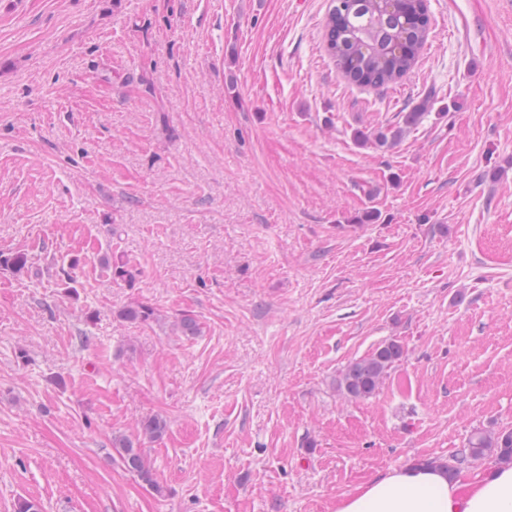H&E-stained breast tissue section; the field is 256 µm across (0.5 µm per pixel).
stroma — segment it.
I'll list each match as a JSON object with an SVG mask.
<instances>
[{
  "mask_svg": "<svg viewBox=\"0 0 512 512\" xmlns=\"http://www.w3.org/2000/svg\"><path fill=\"white\" fill-rule=\"evenodd\" d=\"M330 4L0 0V251L29 256L0 271V512H336L512 431V0H428L377 90L326 53ZM403 354V347L398 341L381 343L367 356L351 362L341 371L336 379V390L350 400L371 397ZM117 444L119 460L124 469L137 476L143 483L157 488L158 484L154 479L153 469L139 442L123 438L119 439Z\"/></svg>",
  "mask_w": 512,
  "mask_h": 512,
  "instance_id": "1",
  "label": "stroma"
}]
</instances>
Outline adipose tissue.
Wrapping results in <instances>:
<instances>
[{
    "mask_svg": "<svg viewBox=\"0 0 512 512\" xmlns=\"http://www.w3.org/2000/svg\"><path fill=\"white\" fill-rule=\"evenodd\" d=\"M336 512H512V464L455 481L441 467L407 464L356 487Z\"/></svg>",
    "mask_w": 512,
    "mask_h": 512,
    "instance_id": "obj_1",
    "label": "adipose tissue"
}]
</instances>
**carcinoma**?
Here are the masks:
<instances>
[{
	"label": "carcinoma",
	"instance_id": "1",
	"mask_svg": "<svg viewBox=\"0 0 512 512\" xmlns=\"http://www.w3.org/2000/svg\"><path fill=\"white\" fill-rule=\"evenodd\" d=\"M427 36L423 0H334L326 21L325 49L336 62L342 76L351 84L380 89L401 79L417 63ZM102 265L116 280L133 277L129 262L102 259ZM0 268L19 274L28 268V256L17 251L0 252ZM120 316L146 323L154 318L155 308L147 302L123 307ZM402 345L389 340L367 356L355 360L341 371L336 390L350 400H364L376 393L384 377L403 357ZM166 422L152 417L142 424L144 437L158 441ZM119 460L125 470L154 489L159 486L141 445L127 438L118 440ZM487 458L512 462V431H475L467 448L440 465L454 478L462 470Z\"/></svg>",
	"mask_w": 512,
	"mask_h": 512
}]
</instances>
